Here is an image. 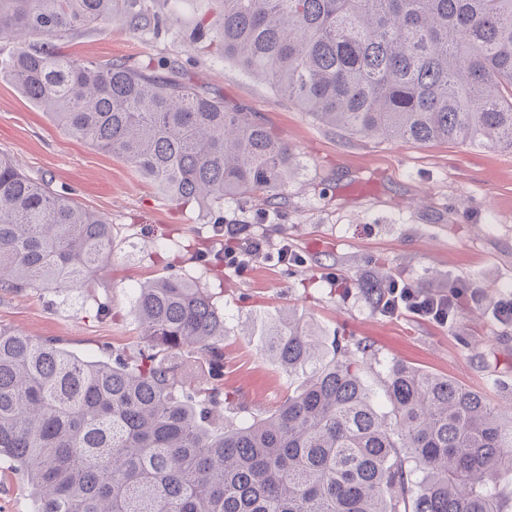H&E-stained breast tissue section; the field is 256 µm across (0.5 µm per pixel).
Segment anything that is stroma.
<instances>
[{"mask_svg":"<svg viewBox=\"0 0 512 512\" xmlns=\"http://www.w3.org/2000/svg\"><path fill=\"white\" fill-rule=\"evenodd\" d=\"M163 23L135 31L113 18L79 34L66 53L132 66L167 59L225 102L248 112L300 153L304 169L280 208L259 198L182 205L159 194L132 167L65 134L46 112L0 80V154L31 177L68 189L112 223L107 272L67 291L31 290L0 298V326L33 338L57 337L82 358L137 355L145 343L133 314L140 282L178 274L219 296L226 317L224 376L238 402L233 421L274 409L288 376L239 330L251 315L296 309L327 336L379 353L363 379L382 397V362L397 360L450 378L512 413V324L493 317L512 297V154L491 147L419 145L350 137L313 121L287 97L225 63L218 44L193 41L198 21L220 28L215 0H156ZM246 225L270 253L244 267L214 266V253L238 249L224 235ZM288 243L299 262H279ZM386 275L435 290L458 280L480 288L452 326L368 305L355 279ZM109 313L96 314L97 302Z\"/></svg>","mask_w":512,"mask_h":512,"instance_id":"35a3bbf8","label":"stroma"}]
</instances>
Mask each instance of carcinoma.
<instances>
[{
    "mask_svg": "<svg viewBox=\"0 0 512 512\" xmlns=\"http://www.w3.org/2000/svg\"><path fill=\"white\" fill-rule=\"evenodd\" d=\"M224 61L352 136L512 151V0H220ZM118 14L155 29L146 0H0V79L69 135L131 165L180 204L262 195L301 170L288 143L180 73L64 54ZM112 224L0 154V292L68 290L111 261ZM385 279L358 282L381 307ZM135 359L88 361L54 337L0 327V461L33 512H504L512 415L419 368L384 365L383 413L362 378L370 347L327 341L296 311L249 335L299 384L273 411L228 421L235 396L192 385L185 352L224 368V309L178 275L135 289Z\"/></svg>",
    "mask_w": 512,
    "mask_h": 512,
    "instance_id": "cac0c4a2",
    "label": "carcinoma"
}]
</instances>
